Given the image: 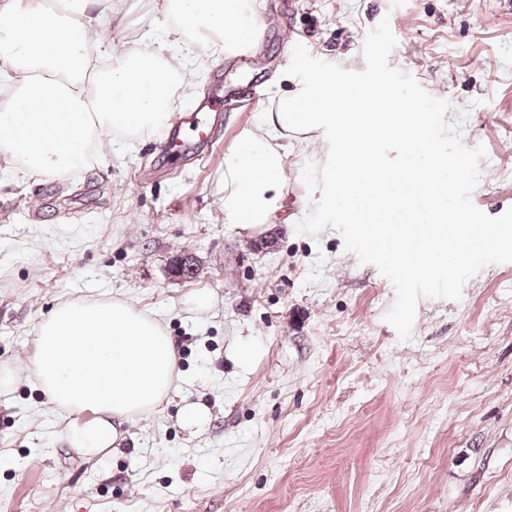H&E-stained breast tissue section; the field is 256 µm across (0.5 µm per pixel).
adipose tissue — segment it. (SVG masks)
I'll return each mask as SVG.
<instances>
[{"mask_svg": "<svg viewBox=\"0 0 512 512\" xmlns=\"http://www.w3.org/2000/svg\"><path fill=\"white\" fill-rule=\"evenodd\" d=\"M123 0H0V169L25 181L62 176L110 156L125 132H154L175 93L197 92L187 63L206 66L245 40L257 0H161L175 21L163 36L129 48L121 30L99 31ZM254 131L224 160V222L267 233L281 201L291 146L330 135L338 163L329 203L345 223L407 270L430 273L457 245L502 237V229L459 221L448 156L435 113L382 85L358 90L335 72L287 75ZM400 140L410 165L388 164L382 146ZM69 415L61 435L93 457L117 443L126 422L177 391L176 354L164 327L125 300H78L45 315L22 366L0 365V393L20 378Z\"/></svg>", "mask_w": 512, "mask_h": 512, "instance_id": "obj_1", "label": "adipose tissue"}]
</instances>
